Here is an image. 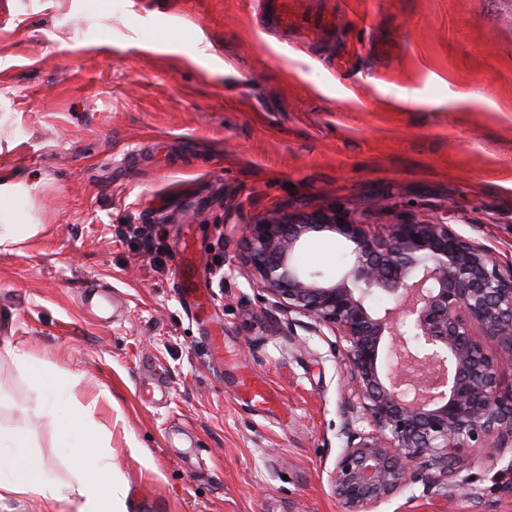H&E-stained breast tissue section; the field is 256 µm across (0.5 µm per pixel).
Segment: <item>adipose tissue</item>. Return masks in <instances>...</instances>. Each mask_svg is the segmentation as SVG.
Masks as SVG:
<instances>
[{
  "instance_id": "obj_1",
  "label": "adipose tissue",
  "mask_w": 512,
  "mask_h": 512,
  "mask_svg": "<svg viewBox=\"0 0 512 512\" xmlns=\"http://www.w3.org/2000/svg\"><path fill=\"white\" fill-rule=\"evenodd\" d=\"M30 379L36 394L33 414L37 419L61 429L66 425V415L84 418L91 413V406L75 399V381L58 383L40 371L31 372ZM29 445L23 430L0 427V502L27 497L38 500L42 512H103L105 504L115 498L112 473L117 465L112 457L99 454L96 441H88L81 451L80 468L66 494L45 476L42 462L27 458L24 450Z\"/></svg>"
}]
</instances>
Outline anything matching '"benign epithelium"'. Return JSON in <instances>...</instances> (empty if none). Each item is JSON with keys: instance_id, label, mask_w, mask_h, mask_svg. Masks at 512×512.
<instances>
[{"instance_id": "obj_1", "label": "benign epithelium", "mask_w": 512, "mask_h": 512, "mask_svg": "<svg viewBox=\"0 0 512 512\" xmlns=\"http://www.w3.org/2000/svg\"><path fill=\"white\" fill-rule=\"evenodd\" d=\"M329 232L349 248L324 279L297 262L302 241ZM241 263L271 311L335 336L348 393L344 446L330 473L340 512H373L407 486L456 491L461 457L512 450V388L476 338L498 339L512 366V266L447 224L413 218L372 229L338 209L276 212L243 230ZM394 299L387 308L371 298Z\"/></svg>"}]
</instances>
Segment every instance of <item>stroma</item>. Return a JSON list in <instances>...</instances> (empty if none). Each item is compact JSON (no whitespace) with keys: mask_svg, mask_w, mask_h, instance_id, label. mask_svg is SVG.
Here are the masks:
<instances>
[{"mask_svg":"<svg viewBox=\"0 0 512 512\" xmlns=\"http://www.w3.org/2000/svg\"><path fill=\"white\" fill-rule=\"evenodd\" d=\"M0 176L20 185L0 225L39 227L0 249V426L29 429L51 478L72 481L104 426L126 512H339L334 338L272 317L242 228L332 208L437 220L512 265V0H0ZM188 237L199 316L179 291ZM300 261L332 278L348 248L315 234ZM101 285L123 303L106 320L81 302ZM5 340L81 374L91 419H32ZM246 373L274 406L239 396ZM486 455L461 463L468 495L418 483L374 512H512V454Z\"/></svg>","mask_w":512,"mask_h":512,"instance_id":"35a3bbf8","label":"stroma"}]
</instances>
